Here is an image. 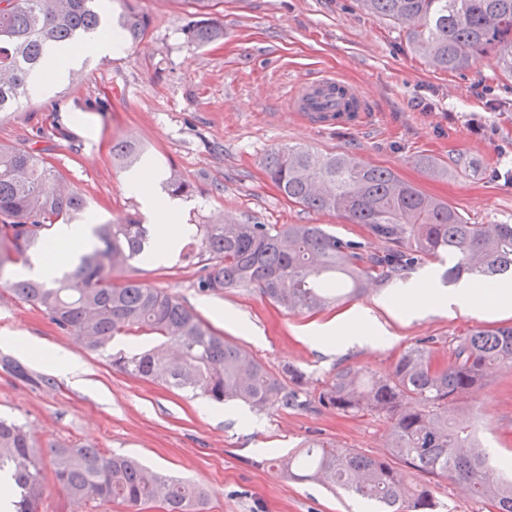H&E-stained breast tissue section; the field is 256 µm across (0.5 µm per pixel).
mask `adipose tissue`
Instances as JSON below:
<instances>
[{"instance_id":"adipose-tissue-1","label":"adipose tissue","mask_w":512,"mask_h":512,"mask_svg":"<svg viewBox=\"0 0 512 512\" xmlns=\"http://www.w3.org/2000/svg\"><path fill=\"white\" fill-rule=\"evenodd\" d=\"M156 182V174L151 169L145 168L131 175L127 186L132 193L141 196L145 205L156 217L153 233L156 240L163 244L156 257L163 263L168 259L167 244L187 236L191 228L180 222L178 203L156 191ZM397 304L409 310L454 305L470 311L498 310L512 313V282L495 281L481 286L475 279L468 278L462 280L457 291L450 296L443 295L431 286L423 291L410 289L399 297ZM375 331L376 328L366 313L350 312L338 317L336 322L330 323L320 339V345L331 348L336 341L362 340ZM0 341L10 345L22 355L42 362L50 371L61 374L72 385L81 388L91 385L82 365L72 354L53 350L28 336L10 335Z\"/></svg>"}]
</instances>
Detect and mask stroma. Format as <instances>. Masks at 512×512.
<instances>
[{
	"instance_id": "35a3bbf8",
	"label": "stroma",
	"mask_w": 512,
	"mask_h": 512,
	"mask_svg": "<svg viewBox=\"0 0 512 512\" xmlns=\"http://www.w3.org/2000/svg\"><path fill=\"white\" fill-rule=\"evenodd\" d=\"M151 21L134 47L103 53L75 46L80 77L60 79L0 114V144L26 140L45 148L62 178L88 200L84 223L145 217L125 188L127 170L112 144L131 138L145 165L177 173L193 189L182 198L188 224H318L380 253L385 243L359 224L289 202L264 172L267 155L284 146L349 152L392 170L447 202L473 224H512V78L488 58L462 72H441L412 53L402 32L364 12L358 0H223L214 16L222 40L193 42L186 24L192 0H133ZM348 79L371 98V119L358 129L318 128L290 112L284 90L319 75ZM167 263H135L113 273L176 296L226 339L272 371L294 365L318 392L336 371L388 373L399 354L423 340L446 353L476 327L512 325L468 310L418 313L393 305L402 289L431 284L441 292L440 262L425 259L402 276L370 284L359 296L313 312L293 313L254 289L200 290L194 246L180 241ZM0 284V335L19 333L73 354L93 385L65 379L0 345V417L26 426L39 452L88 445L105 455L136 458L149 469L199 485L207 512H376L374 503L314 481H294L271 467L318 442L384 456L386 423L312 404L306 409L252 411L136 378L112 368L108 354L150 347L147 336L116 339L94 352ZM368 310L379 333L363 343L321 350L315 330L348 311ZM468 419L495 463L512 466V368L487 373L463 400Z\"/></svg>"
}]
</instances>
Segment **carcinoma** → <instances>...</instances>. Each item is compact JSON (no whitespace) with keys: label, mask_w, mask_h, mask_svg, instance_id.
Returning <instances> with one entry per match:
<instances>
[{"label":"carcinoma","mask_w":512,"mask_h":512,"mask_svg":"<svg viewBox=\"0 0 512 512\" xmlns=\"http://www.w3.org/2000/svg\"><path fill=\"white\" fill-rule=\"evenodd\" d=\"M220 0H193L201 18L186 28L207 45L224 38L211 18ZM369 14L405 34L408 47L440 71L461 72L492 56L512 77V0H359ZM112 25L101 0H0V112H11L42 71L50 45L68 46L89 34L116 33L129 46L146 34L150 19L130 0ZM128 167L140 158L129 140L112 144ZM265 173L289 201L363 225L391 244L380 259L361 243L326 232L318 224H197L198 287L222 292L255 288L291 312L312 311L362 293L425 258L448 259L446 278L494 277L512 271V224H471L454 207L383 167L361 164L348 153H315L281 147L265 160ZM63 180L44 149L31 143L0 145V282L45 313L92 351L117 336L154 338L144 351L112 355V366L142 379L191 389L221 403L242 401L257 412L308 406L315 401L344 415H374L389 426L387 456L336 453L312 443L274 459L283 473L313 480L375 503L382 512H433L434 487L426 477L449 479L469 495L512 512V474L491 482L490 453L479 446L457 405L477 392L492 367H512V326L475 328L455 340L440 359L423 341L403 350L384 375L345 368L313 400H302L306 373L286 366L274 373L238 345L216 334L191 309L158 288L112 272L159 249L146 225L133 217L93 227L96 243L72 270L47 282L27 274L40 258L39 243L51 227L75 220L85 195ZM54 486L79 507L89 500L117 502L138 512L159 501L165 512H204L198 486L149 470L97 448L49 449ZM11 482L10 512H39L47 491L43 456L25 427L0 419V475Z\"/></svg>","instance_id":"carcinoma-1"}]
</instances>
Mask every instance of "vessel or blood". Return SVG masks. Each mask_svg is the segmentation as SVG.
Wrapping results in <instances>:
<instances>
[{"label": "vessel or blood", "instance_id": "vessel-or-blood-1", "mask_svg": "<svg viewBox=\"0 0 512 512\" xmlns=\"http://www.w3.org/2000/svg\"><path fill=\"white\" fill-rule=\"evenodd\" d=\"M289 106L318 127H359L369 118L367 98L338 76H322L291 88Z\"/></svg>", "mask_w": 512, "mask_h": 512}]
</instances>
